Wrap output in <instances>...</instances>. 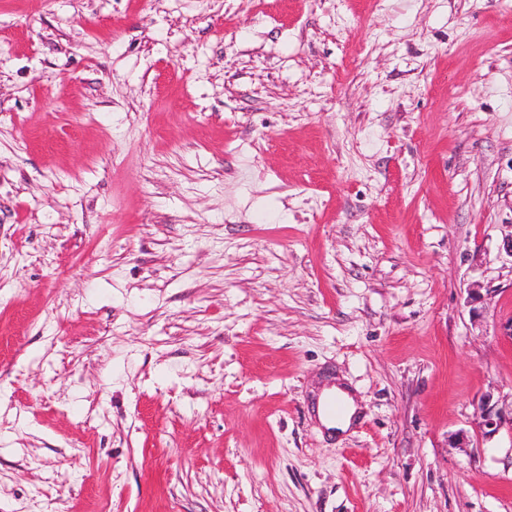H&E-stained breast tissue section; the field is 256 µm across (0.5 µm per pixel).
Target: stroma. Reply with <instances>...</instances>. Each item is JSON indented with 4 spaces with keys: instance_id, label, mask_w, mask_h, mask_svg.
Listing matches in <instances>:
<instances>
[{
    "instance_id": "obj_1",
    "label": "stroma",
    "mask_w": 512,
    "mask_h": 512,
    "mask_svg": "<svg viewBox=\"0 0 512 512\" xmlns=\"http://www.w3.org/2000/svg\"><path fill=\"white\" fill-rule=\"evenodd\" d=\"M510 233L512 0H0V512H512ZM336 398L342 404V413L336 418L330 417L326 412V403ZM358 407L354 396L343 385L337 384L331 388L325 389L317 401V417L322 426L330 432H335L336 436L348 431L356 416ZM488 396L481 407V433L485 437H493L506 428L512 434V402L510 407H498V403H491Z\"/></svg>"
}]
</instances>
